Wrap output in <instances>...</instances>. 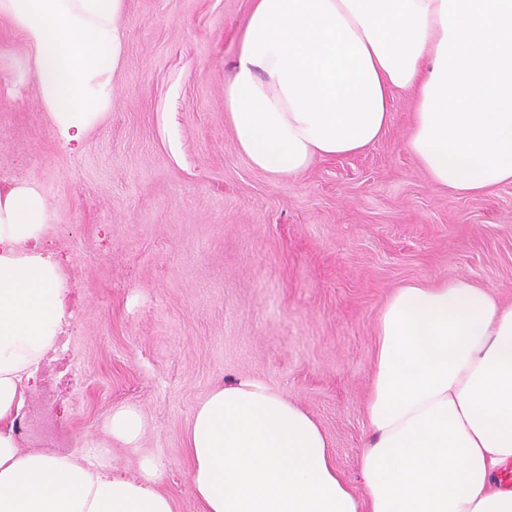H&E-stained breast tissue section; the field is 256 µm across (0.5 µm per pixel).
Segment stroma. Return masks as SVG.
<instances>
[{
  "instance_id": "obj_1",
  "label": "stroma",
  "mask_w": 512,
  "mask_h": 512,
  "mask_svg": "<svg viewBox=\"0 0 512 512\" xmlns=\"http://www.w3.org/2000/svg\"><path fill=\"white\" fill-rule=\"evenodd\" d=\"M112 110L78 147L55 136L22 35L0 20V189L36 181L72 316L15 419L25 449L130 473L159 466L200 512L185 438L216 386L255 380L321 427L364 494L376 320L399 286L466 277L512 305V184L465 196L407 149L414 98L363 151L277 178L239 150L224 82L251 0H125ZM141 410L138 450L107 434Z\"/></svg>"
}]
</instances>
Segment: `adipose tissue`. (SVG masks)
<instances>
[{
  "label": "adipose tissue",
  "instance_id": "ef3b65f1",
  "mask_svg": "<svg viewBox=\"0 0 512 512\" xmlns=\"http://www.w3.org/2000/svg\"><path fill=\"white\" fill-rule=\"evenodd\" d=\"M124 9L0 0L63 143L112 109ZM410 89L408 150L434 183L462 194L512 183V0H253L224 109L251 164L291 178L375 143L393 92ZM46 221L35 183L0 190V512H174L151 457L129 475L17 439L29 380L70 316ZM377 336L365 498L305 411L246 380L212 390L191 421L188 483L201 512H512V305L465 277L409 282Z\"/></svg>",
  "mask_w": 512,
  "mask_h": 512
}]
</instances>
